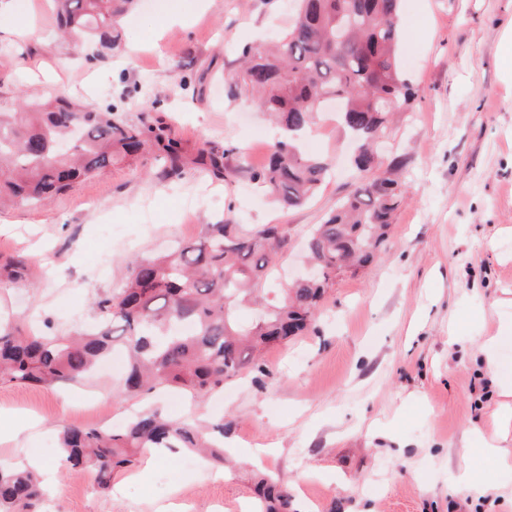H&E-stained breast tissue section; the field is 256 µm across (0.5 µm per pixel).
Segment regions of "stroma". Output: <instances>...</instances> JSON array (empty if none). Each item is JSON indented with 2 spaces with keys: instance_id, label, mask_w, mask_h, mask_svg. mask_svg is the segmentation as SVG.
<instances>
[{
  "instance_id": "1",
  "label": "stroma",
  "mask_w": 512,
  "mask_h": 512,
  "mask_svg": "<svg viewBox=\"0 0 512 512\" xmlns=\"http://www.w3.org/2000/svg\"><path fill=\"white\" fill-rule=\"evenodd\" d=\"M50 0L0 11V109L18 98L63 94L120 105L170 124L187 163L168 175L155 155L116 164L43 206L0 210V257L33 259L29 286L0 288V323L50 321L95 327V303L121 288L130 262L204 237L208 225L278 224L286 244L264 287L277 299L304 258L310 229L359 181L337 116L318 113L305 152L330 172L305 206L284 210L254 180L275 125L224 78L243 45L285 31L293 0H139L121 21L112 53L58 38ZM398 49L412 103L394 116L389 153L406 162V195L378 259L334 279L306 335L266 348V377L239 375L223 390L162 391L153 405L172 418L220 417L223 468L145 455L95 492L90 474L67 468L62 427L119 426L133 408L119 398L126 359L55 387L0 383V411L37 420L0 464L39 459V512H256L257 474L288 493V512H512V472L479 452L480 440L512 451V427L495 411L474 354L498 337L512 365V73L502 53L512 0H402ZM228 151L231 176L201 169V146ZM268 449L250 461L247 449ZM471 461L479 485L449 489Z\"/></svg>"
}]
</instances>
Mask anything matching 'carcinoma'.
<instances>
[{
	"instance_id": "carcinoma-1",
	"label": "carcinoma",
	"mask_w": 512,
	"mask_h": 512,
	"mask_svg": "<svg viewBox=\"0 0 512 512\" xmlns=\"http://www.w3.org/2000/svg\"><path fill=\"white\" fill-rule=\"evenodd\" d=\"M56 28L72 40L100 50L118 47V20L138 0H53ZM400 0H297L291 27L271 45L246 44L244 67L233 86L254 95L257 107L282 129L268 161L255 178L285 209L307 203L320 189L328 168L299 145L323 103H340V120L351 134L355 166H380L377 145L389 137L391 115L413 93L401 79L395 53L401 37ZM153 150L174 174L185 156L170 128L160 121L128 122L115 108L100 109L64 96L0 112V203L38 205L116 160ZM194 163L224 173V154L197 151ZM404 160L394 157L381 176L358 182L350 195L315 225L309 240L314 278L296 281L279 301L262 293L261 280L285 245L277 224L243 229L209 224L205 236L177 251L143 259L112 295L96 303L101 325L72 334L33 330L27 335L0 330V381L69 384L80 381L112 348L127 350L125 398L178 387L191 394L224 388V381L248 370L265 375L259 347L307 329L339 271L366 269L405 196L398 176ZM26 256L0 264V278L19 279ZM257 305L247 323L236 310ZM211 435L187 421L156 410L136 414L124 427L65 426L60 433L62 462L91 474L96 490L109 491L115 475L145 452L194 451L224 463V420ZM40 476L27 469L0 468V512H37ZM262 512H288V494L259 481Z\"/></svg>"
}]
</instances>
